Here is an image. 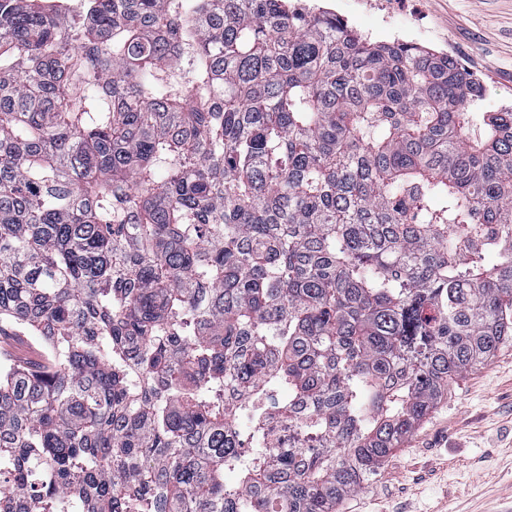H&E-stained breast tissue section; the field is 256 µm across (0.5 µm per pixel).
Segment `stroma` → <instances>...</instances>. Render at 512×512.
<instances>
[{
    "instance_id": "obj_1",
    "label": "stroma",
    "mask_w": 512,
    "mask_h": 512,
    "mask_svg": "<svg viewBox=\"0 0 512 512\" xmlns=\"http://www.w3.org/2000/svg\"><path fill=\"white\" fill-rule=\"evenodd\" d=\"M366 39L424 31L485 86L483 108L512 106V0H308ZM337 512H512V347L453 380L435 411Z\"/></svg>"
}]
</instances>
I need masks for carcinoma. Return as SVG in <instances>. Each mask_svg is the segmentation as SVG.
<instances>
[{
	"instance_id": "carcinoma-1",
	"label": "carcinoma",
	"mask_w": 512,
	"mask_h": 512,
	"mask_svg": "<svg viewBox=\"0 0 512 512\" xmlns=\"http://www.w3.org/2000/svg\"><path fill=\"white\" fill-rule=\"evenodd\" d=\"M288 0H0V512H336L512 345V109ZM12 334V330H6V329H3L2 328V336L0 335V350H1V355L3 356V353L5 350H10L11 347H13V343L14 342H17L18 340L22 341L21 338H16L15 336H3V335H11ZM27 339H24L25 342H26V345H24L23 347H20L19 350L14 348L16 350L17 353H20L19 355H17V358H21V359H25L24 356L22 355H25L29 358H32V359H36L37 361H30L29 359H25L31 363H36L38 364L40 361H41V358L44 357L43 353H42V345L40 344V339L37 337V336H26Z\"/></svg>"
}]
</instances>
